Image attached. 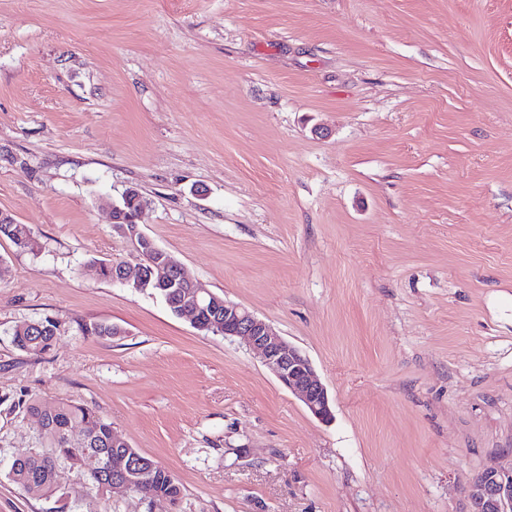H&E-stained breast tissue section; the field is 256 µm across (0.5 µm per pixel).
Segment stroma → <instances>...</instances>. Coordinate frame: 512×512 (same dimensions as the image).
<instances>
[{
    "instance_id": "obj_1",
    "label": "stroma",
    "mask_w": 512,
    "mask_h": 512,
    "mask_svg": "<svg viewBox=\"0 0 512 512\" xmlns=\"http://www.w3.org/2000/svg\"><path fill=\"white\" fill-rule=\"evenodd\" d=\"M311 361L324 423L239 342L147 291L114 229ZM0 512L45 406L85 404L178 504L102 512H468L512 465V0H0ZM56 322L45 354L17 324ZM113 328L101 336L99 325ZM0 237H6L20 249H33L34 241L32 238H26L22 230H18V226H25L24 224H16L10 217L0 213ZM26 227V226H25ZM19 233V235L15 232Z\"/></svg>"
}]
</instances>
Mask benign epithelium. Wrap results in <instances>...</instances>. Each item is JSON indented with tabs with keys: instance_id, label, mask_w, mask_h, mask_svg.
<instances>
[{
	"instance_id": "7a95c632",
	"label": "benign epithelium",
	"mask_w": 512,
	"mask_h": 512,
	"mask_svg": "<svg viewBox=\"0 0 512 512\" xmlns=\"http://www.w3.org/2000/svg\"><path fill=\"white\" fill-rule=\"evenodd\" d=\"M147 202L135 188L123 194V203L112 206V223L138 245L140 260L135 271L125 264H112V281L141 290L153 284L162 291L175 289L182 295L180 313L194 326L208 317L205 327L226 338H237L258 352L266 368L298 396L310 413L321 421L332 419L327 389L310 360L294 345L272 333L270 326L245 307L214 294L200 282L188 279L167 252L138 230V219ZM100 477L110 490H132L134 483L148 480L153 464L137 456L121 460L100 459ZM470 512H512V468L488 466L478 472L467 491Z\"/></svg>"
}]
</instances>
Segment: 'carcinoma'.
Masks as SVG:
<instances>
[{"mask_svg":"<svg viewBox=\"0 0 512 512\" xmlns=\"http://www.w3.org/2000/svg\"><path fill=\"white\" fill-rule=\"evenodd\" d=\"M0 237H6L20 249L34 248V241L18 231L16 224H0ZM40 328L22 323L13 329L12 343L18 349L33 354H45L51 350L57 324L50 319L39 321ZM17 407L25 414L36 415L45 420L41 430L42 450L13 460L9 475L25 491L39 497H52L65 489L66 471L80 469L95 496L82 503L85 512H97L94 504L104 496L98 478V456L112 454V425L93 408L72 401H61L46 410L35 398L17 400ZM68 425L82 426L92 433L85 445H73L61 435ZM134 493L147 499L154 496L167 498L177 503L181 488L176 477L166 468L154 470L152 478L136 486Z\"/></svg>","mask_w":512,"mask_h":512,"instance_id":"cac0c4a2","label":"carcinoma"}]
</instances>
